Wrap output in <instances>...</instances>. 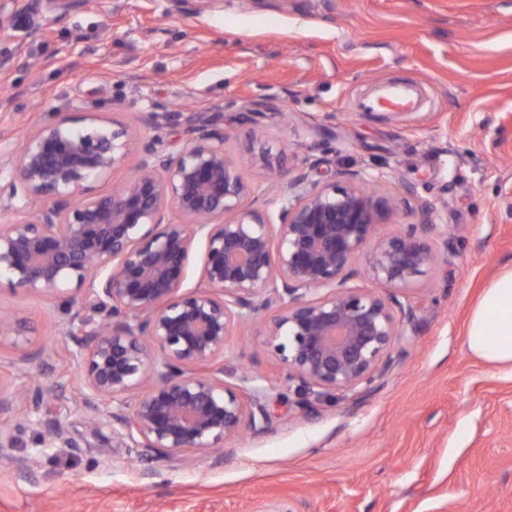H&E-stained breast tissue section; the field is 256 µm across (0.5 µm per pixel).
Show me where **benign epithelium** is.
<instances>
[{
  "label": "benign epithelium",
  "mask_w": 512,
  "mask_h": 512,
  "mask_svg": "<svg viewBox=\"0 0 512 512\" xmlns=\"http://www.w3.org/2000/svg\"><path fill=\"white\" fill-rule=\"evenodd\" d=\"M170 118L138 113L156 132L140 143L90 112L85 132L66 119L38 124L0 153V275L25 294L85 298L86 312L67 324L82 363L73 386L88 426L110 427L112 447L137 457L207 453L272 425L258 377L229 384L218 362L228 336L270 309L263 345L304 392L355 393L381 379L414 319L394 292L418 287L439 260L435 240L448 243V225L430 220L377 235L392 201L362 169L317 157L282 183L264 155L270 180L252 185L224 148L218 114L188 116L175 151L158 135ZM134 150L132 182L83 194ZM270 191L275 221L251 208ZM200 242L201 285L184 292ZM359 269L379 290L346 287ZM12 349L18 369L44 364L45 350L25 337ZM56 392L47 383L0 391V416ZM43 425L67 442L59 417Z\"/></svg>",
  "instance_id": "1"
}]
</instances>
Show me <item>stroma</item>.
I'll return each mask as SVG.
<instances>
[{
  "label": "stroma",
  "mask_w": 512,
  "mask_h": 512,
  "mask_svg": "<svg viewBox=\"0 0 512 512\" xmlns=\"http://www.w3.org/2000/svg\"><path fill=\"white\" fill-rule=\"evenodd\" d=\"M167 0H15L0 32V150L30 126L96 110L105 123L173 112L224 115L226 150L246 181L262 156L281 170L327 156L362 169L396 206L379 230L401 231L438 207L447 250L417 288L399 293L417 319L396 362L358 400L299 404L295 383L245 328L224 346V375L261 376L274 414L262 434L202 455L102 454L108 434L84 426L71 381L81 372L65 329L76 305L13 291L29 339L50 367L10 371L12 329L0 330V381L59 387L53 406L69 448L46 441L43 410L0 417L19 445L0 454V512H512V366L468 349L484 288L512 267V0H221L168 13ZM422 93L414 112H362L381 86ZM265 112L260 132L249 109ZM28 459L23 474L16 458Z\"/></svg>",
  "instance_id": "stroma-1"
}]
</instances>
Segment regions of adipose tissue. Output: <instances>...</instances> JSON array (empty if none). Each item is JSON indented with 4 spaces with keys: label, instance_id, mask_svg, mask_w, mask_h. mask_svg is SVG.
I'll return each instance as SVG.
<instances>
[{
    "label": "adipose tissue",
    "instance_id": "obj_1",
    "mask_svg": "<svg viewBox=\"0 0 512 512\" xmlns=\"http://www.w3.org/2000/svg\"><path fill=\"white\" fill-rule=\"evenodd\" d=\"M467 346L492 364H512V268L485 288L469 321Z\"/></svg>",
    "mask_w": 512,
    "mask_h": 512
}]
</instances>
